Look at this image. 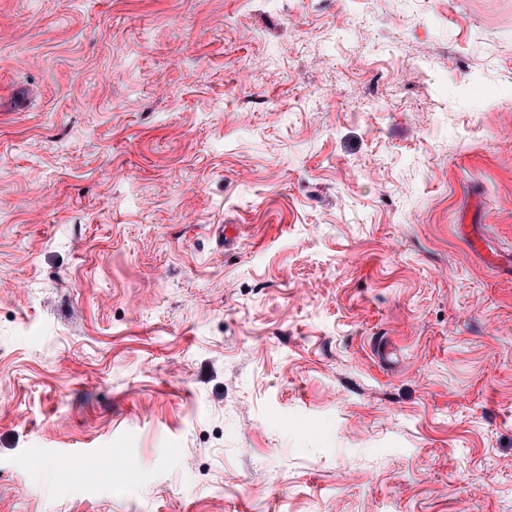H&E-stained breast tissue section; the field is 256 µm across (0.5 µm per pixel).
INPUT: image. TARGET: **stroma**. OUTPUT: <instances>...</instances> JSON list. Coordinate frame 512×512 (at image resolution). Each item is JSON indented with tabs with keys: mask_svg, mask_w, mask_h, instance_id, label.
Segmentation results:
<instances>
[{
	"mask_svg": "<svg viewBox=\"0 0 512 512\" xmlns=\"http://www.w3.org/2000/svg\"><path fill=\"white\" fill-rule=\"evenodd\" d=\"M0 512H512V0H0Z\"/></svg>",
	"mask_w": 512,
	"mask_h": 512,
	"instance_id": "1",
	"label": "stroma"
}]
</instances>
